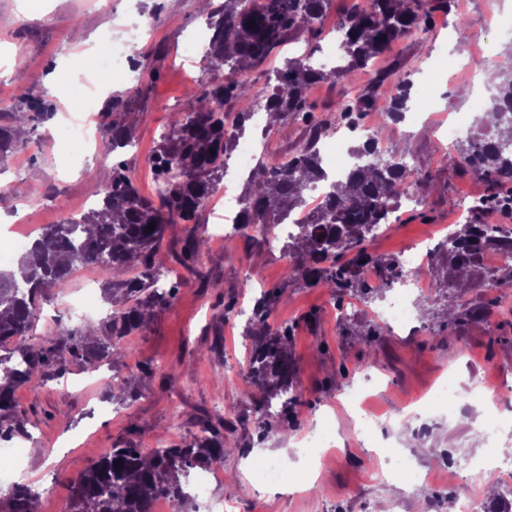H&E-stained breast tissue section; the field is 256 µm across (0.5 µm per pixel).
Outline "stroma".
<instances>
[{
    "label": "stroma",
    "instance_id": "obj_1",
    "mask_svg": "<svg viewBox=\"0 0 512 512\" xmlns=\"http://www.w3.org/2000/svg\"><path fill=\"white\" fill-rule=\"evenodd\" d=\"M353 3L332 0L328 24L319 34L292 36L267 65L253 71L256 92H264L269 75L286 59L320 50L330 39L329 23ZM153 6L158 9L153 24L134 43L149 54L147 67L114 78L95 92L96 62L114 42L126 40L133 20ZM205 25L197 0H0V112L20 107L12 92L17 84L51 111L0 171V187L6 189L0 196V227L13 223L17 212H28L31 224L41 228L60 223L67 211L93 205L112 175L111 162L76 156L66 140L53 141L48 134L68 118L100 119L113 97L136 85L142 96L134 145L121 158L140 192L155 197V177L144 159L167 131L172 113L190 109L191 89L207 79L201 52L187 49L190 36ZM460 28L467 36L507 44L512 6L455 0L450 12L435 13L429 33L393 43L371 70H350L346 81L321 82L309 91L315 115L329 122L327 136L352 146L353 134L335 121V108L348 98L350 86L367 87L370 72L389 69L411 73L414 83L429 86L433 121L387 125L382 140L389 155L410 159L418 171V201L399 210L390 229L366 239L370 254L398 257L409 246L438 243L454 225L464 223L460 203L489 191L487 182L467 170L450 169L453 148L442 142L437 127L452 118L461 119L466 128L475 126V90L468 72L451 76L439 70L444 54L434 48L436 40L455 41ZM89 96L95 97L97 108L86 112L79 104ZM307 133L300 121L271 127L263 161L272 164L293 154ZM218 224L216 211L206 206L196 223L166 232L156 261L176 284L175 299L150 310L146 326L120 341L122 359L94 372L73 366L60 377L38 374L16 391L18 417L28 434L11 441L27 451L13 479L37 486L38 512H66L71 480L101 449L126 440L146 448L190 442L220 417L234 422L240 446L225 453L224 480L214 486L212 496L233 500L236 512H389L396 498L404 499L405 512H421V503L406 497L399 481L384 486L372 481L377 462L371 452L376 447H403L418 468L430 472L437 489L448 493L455 474L449 446L467 449L480 460L512 446V405H497L489 413L479 398L471 397L460 402L453 418L443 410L427 421L411 415L413 406L449 375L463 386L477 373L486 382L512 386V292L456 289L461 303L488 305L487 317L450 328L440 307L432 304L427 315L405 329L384 332L368 347L354 331L371 323L370 310L356 308L355 297L338 302L326 289L289 279V260L280 244L240 237L235 250H225ZM190 237L200 252L189 270L179 258ZM100 277L96 268L79 267L66 292H48L29 333L32 342H41L59 323L83 326L71 304L83 295L88 280ZM265 290L278 296L270 305V323L291 328L300 402L264 431L258 426L260 394L239 349L245 323L225 314L224 304L254 305ZM146 366L153 373L137 378L136 399L106 400L112 374L124 376ZM367 373L374 379L372 408L391 413L393 419L368 431L342 430L338 422L352 408L347 394ZM68 415L74 418L69 425L64 422ZM325 428L332 431L334 453L323 474V490L309 491L299 440ZM257 457L281 460L292 481L254 490L247 469Z\"/></svg>",
    "mask_w": 512,
    "mask_h": 512
}]
</instances>
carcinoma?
<instances>
[{"instance_id":"cac0c4a2","label":"carcinoma","mask_w":512,"mask_h":512,"mask_svg":"<svg viewBox=\"0 0 512 512\" xmlns=\"http://www.w3.org/2000/svg\"><path fill=\"white\" fill-rule=\"evenodd\" d=\"M453 0H364L343 20L340 41L344 68L367 67L393 41L416 31H428L431 14L448 10ZM329 0H224L210 12L212 41L203 56L209 74L192 94L188 112H175L169 131L161 135L153 155L159 184V203L143 196L121 164L112 166V178L99 191V199L78 224H48L38 233L21 261V277L0 271V440L17 434L29 436L17 419L14 393L35 374L53 370L63 375L68 364H112L121 352L115 340L139 331L148 309L171 303L174 287L160 288L156 251L167 226L188 224L223 176L224 159L239 144L254 109L227 119L224 103L256 98L249 74L280 51L292 33L312 32ZM395 76L399 94L388 107L391 119L410 109L411 79L397 72H383L355 95V104L340 109L342 121L369 107L376 89ZM339 70L314 67L307 57H295L273 72L275 86L263 95V110L274 112L283 124L303 121L313 131L306 144L282 164L257 166L241 196V236L254 231L268 238L295 209L306 206L309 192L327 177L320 167L317 142L327 122L314 116L308 91L317 83L337 80ZM488 104L489 131L458 144L459 164L492 184L512 183V137L498 129H512V72L501 74ZM141 89L120 95L102 115V134L114 153L131 145L134 127L125 118L132 114ZM38 99L28 96L25 107L0 113V161L6 162L23 145V124L38 120ZM385 127L354 149L355 162L341 180L342 189L330 191L322 211L311 224H303L283 249L290 259L289 276L314 288H325L332 298L346 294L376 298L382 290L401 282L395 257L373 256L364 242L373 228L389 223L400 208L401 186L418 185V173L403 159L377 152ZM493 197L477 199L470 215L439 241L428 264L415 271L434 284L433 303L442 304L448 324L460 326L479 318L486 308L464 306L448 294L454 281L470 288L497 291L512 286V261L497 268L489 279L481 263L483 253L498 248L512 254V227L483 221ZM154 230H148L149 225ZM93 265L103 277L101 289L110 304L100 323L83 328L57 324L34 346L28 335L37 319L38 302L46 292L66 291L78 265ZM136 268L138 274H123ZM272 297L264 294L255 303L247 322L250 336L248 370L266 402L281 400L285 412L298 403L295 395L298 369L290 328L268 323ZM235 426L224 419L209 425L207 434L192 444L168 448H142L128 442L115 444L72 483L71 512H149L157 495L176 503L190 499L180 477L191 470L224 461L230 442L224 433ZM39 496L30 485L16 483L0 497V512H38Z\"/></svg>"}]
</instances>
